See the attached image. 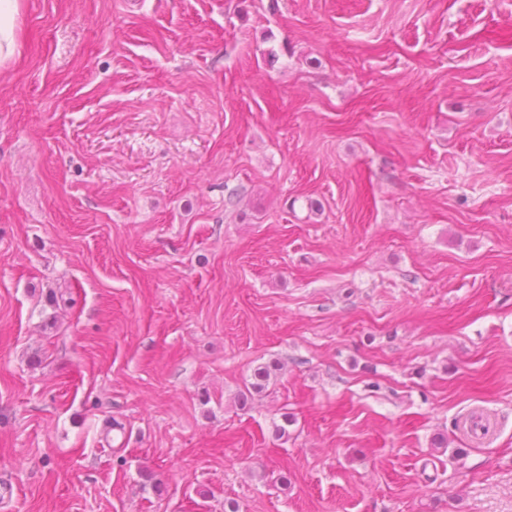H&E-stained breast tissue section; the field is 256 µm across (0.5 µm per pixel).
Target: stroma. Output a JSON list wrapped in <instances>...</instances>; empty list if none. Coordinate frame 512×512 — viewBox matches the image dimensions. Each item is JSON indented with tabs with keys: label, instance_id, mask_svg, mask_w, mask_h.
Returning a JSON list of instances; mask_svg holds the SVG:
<instances>
[{
	"label": "stroma",
	"instance_id": "35a3bbf8",
	"mask_svg": "<svg viewBox=\"0 0 512 512\" xmlns=\"http://www.w3.org/2000/svg\"><path fill=\"white\" fill-rule=\"evenodd\" d=\"M19 24L0 512H512V0Z\"/></svg>",
	"mask_w": 512,
	"mask_h": 512
}]
</instances>
